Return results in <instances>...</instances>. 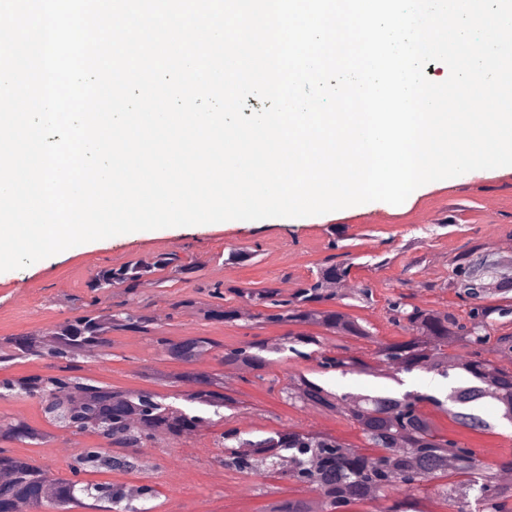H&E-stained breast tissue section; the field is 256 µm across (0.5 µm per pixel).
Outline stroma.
<instances>
[{"label": "stroma", "mask_w": 512, "mask_h": 512, "mask_svg": "<svg viewBox=\"0 0 512 512\" xmlns=\"http://www.w3.org/2000/svg\"><path fill=\"white\" fill-rule=\"evenodd\" d=\"M456 203L464 207L457 225L444 226L449 208ZM334 226L346 229L355 254L367 258L384 250L394 252V261L384 268L354 270L355 281L371 284L373 301L352 303L348 312L369 323L378 339L397 338L403 331L386 320L384 307L398 294L426 308L465 315L466 306L441 283L451 274L455 255L470 242L477 240L492 249L512 238V166L475 170L427 184L399 205L375 201L322 215L169 227L83 243L28 267L0 272V336L42 330L81 314L90 296L87 284L98 267L174 252L194 264L196 273L185 281L141 289L139 299L158 315L161 335L176 339L194 334L219 341L220 350L194 369L220 374L223 350L244 346L257 336L279 341L287 334V326L249 317L233 323L204 321L189 312L173 311L172 302L185 296L208 301L209 287L218 281L255 289L273 285L291 293L328 256L329 230ZM257 243L262 246L258 258L241 264L227 262L229 250ZM426 281L437 282V289H423ZM111 339L109 356L85 366L84 375L117 389L152 390L166 404L187 408L184 385L158 383L148 377L153 370L180 371V364L167 360L140 334L119 331ZM268 359L261 375L229 380L236 398L233 407L217 414L205 410V423L181 441H153L147 449L152 467L140 474L113 473L110 481L153 486L155 496L146 503L150 512H269L273 503L310 497L311 489L277 472L247 476L223 466L217 441L226 429L235 427L245 437L254 438L294 427L331 435L353 447L364 445L361 434L343 416L288 404L279 392V381L303 373L332 391L374 394L399 393L408 379L426 377L422 371L402 372L394 380L357 372L323 373L314 360L287 350L269 354ZM426 414L438 434L473 448L486 465L496 468L512 461V423L497 419L493 431L479 433L434 408H427ZM15 418L47 428L49 437L36 447L13 443V451L35 459L53 474L66 475L68 458L60 452L64 433L47 426L38 401L0 399V421Z\"/></svg>", "instance_id": "stroma-1"}]
</instances>
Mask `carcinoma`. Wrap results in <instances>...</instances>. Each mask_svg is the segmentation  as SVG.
<instances>
[{
	"instance_id": "1",
	"label": "carcinoma",
	"mask_w": 512,
	"mask_h": 512,
	"mask_svg": "<svg viewBox=\"0 0 512 512\" xmlns=\"http://www.w3.org/2000/svg\"><path fill=\"white\" fill-rule=\"evenodd\" d=\"M328 255L311 277L297 284L293 293L282 296L276 287L253 290L238 286L213 285L217 300L231 294L256 309L255 317L268 323L292 327L272 348L265 339H254L241 348L224 353V368L251 374L264 369V354L289 350L298 357L315 358L323 372H357L380 376L378 365H395L405 372L425 371L446 378L457 370L467 379L464 386L451 388L445 398L420 391L402 394L338 393L304 373L293 374L281 392L288 401L323 411L336 412L353 424L365 439L363 452L340 440L311 431L287 428L256 438H244L236 428L222 435L227 450L226 466L241 473L260 475L265 471L300 470L302 482L316 493V499H290L270 512H347L382 494L391 501L386 512H415L411 491L423 482L439 479V495L453 512H472L470 495L476 490L477 512H508L512 492L497 479V469L482 465L473 449L461 441L439 435L422 408L431 405L448 414L461 426L486 432L494 425L475 413L487 401L500 416L512 422V366L490 358L493 353L512 354V332L492 336L497 325L512 316V272L500 267L498 258L479 243L457 254L455 277L448 287L469 305L467 318L449 310L424 308L399 296L387 303L385 313L405 335L374 341L367 324L344 311L332 284L352 278L356 257L339 252L345 231L332 229ZM193 267L173 252L159 253L148 261L128 262L119 267H100L89 284L90 299L83 314L59 322L48 334L41 331L20 336H0V369L23 360L45 357L54 360V372L12 377L0 382V397L37 398L46 422L74 434H92L103 439L106 448L76 449L67 463L68 475L54 476L28 456L16 454L8 445L21 442L37 446L45 430L14 420L0 425V470L11 480L0 483V512H16L25 500L31 512L56 508L69 512L83 496L92 500L96 512H146L138 503L154 496L148 485L134 496L126 484L87 481L84 476L105 472L140 473L150 466L145 452L158 434L179 441L192 434L202 417L174 410L149 390L126 391L79 374L87 356L101 358L114 331L133 330L146 335L171 361L195 364L219 348L205 336L188 335L174 341L156 335L155 315L135 302L141 279L158 271L169 272L174 280L192 273ZM122 288L130 299L114 307H101V295ZM180 311H193L205 320L232 323L239 308L219 303L201 304L187 297L171 304ZM318 327L338 336H352L376 342L367 359L338 356L324 346L320 337L308 332ZM465 350L461 357L448 352V344ZM313 347L310 352L303 351ZM165 383L188 386L186 398L201 407L230 408L236 399L224 392L223 383L208 373H176L160 376ZM454 466L448 467V459Z\"/></svg>"
}]
</instances>
